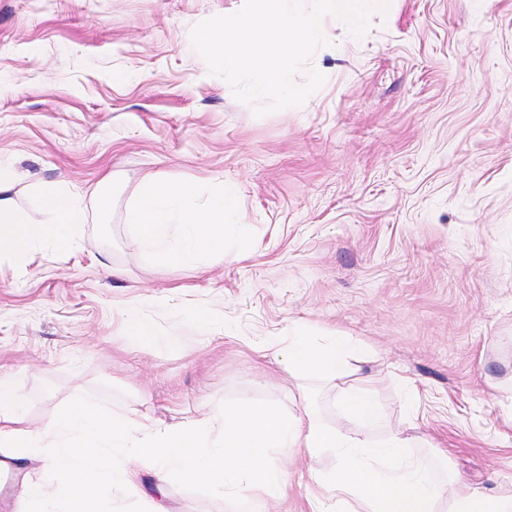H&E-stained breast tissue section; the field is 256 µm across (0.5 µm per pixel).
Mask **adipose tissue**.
Returning <instances> with one entry per match:
<instances>
[{
  "mask_svg": "<svg viewBox=\"0 0 512 512\" xmlns=\"http://www.w3.org/2000/svg\"><path fill=\"white\" fill-rule=\"evenodd\" d=\"M111 184L104 178L88 204L74 191L36 183L40 207L32 213L19 206L13 170L0 162V255L21 256L37 244L71 249L92 214L110 213ZM240 211L236 183L146 177L127 210L130 241L155 267L204 269L215 256L239 257L249 249ZM262 349L289 374L330 385L343 377L358 343L298 324L287 339L266 341ZM335 396L336 422L303 400L284 408L258 398L201 422L173 425L125 407L101 412L78 401L35 425L23 415L13 385L0 378V455L42 460L46 478L22 487L29 512H103L104 498L114 494L155 512L153 493L142 483L146 474L155 476L160 493L175 482H202L232 502L234 512H268L287 494L289 462L298 453L311 464L310 512H512V487L457 483L447 453L430 449L420 437L400 429L375 439L386 417L367 379ZM325 458L333 460L332 468H321Z\"/></svg>",
  "mask_w": 512,
  "mask_h": 512,
  "instance_id": "1",
  "label": "adipose tissue"
}]
</instances>
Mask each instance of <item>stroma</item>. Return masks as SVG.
<instances>
[{
  "instance_id": "35a3bbf8",
  "label": "stroma",
  "mask_w": 512,
  "mask_h": 512,
  "mask_svg": "<svg viewBox=\"0 0 512 512\" xmlns=\"http://www.w3.org/2000/svg\"><path fill=\"white\" fill-rule=\"evenodd\" d=\"M241 6L0 0V158L20 204L37 181L115 186L110 223L72 249L0 258V377L41 424L78 398L165 424L284 405L297 381L252 385L256 348L303 323L360 343L349 377L369 378L389 428L447 449L462 481L512 479V0H391L359 40L327 20L308 62L324 85L262 117L190 42ZM161 175L237 182L253 252L153 266L126 206ZM131 308L177 346L127 336ZM164 505L230 509L202 484Z\"/></svg>"
}]
</instances>
